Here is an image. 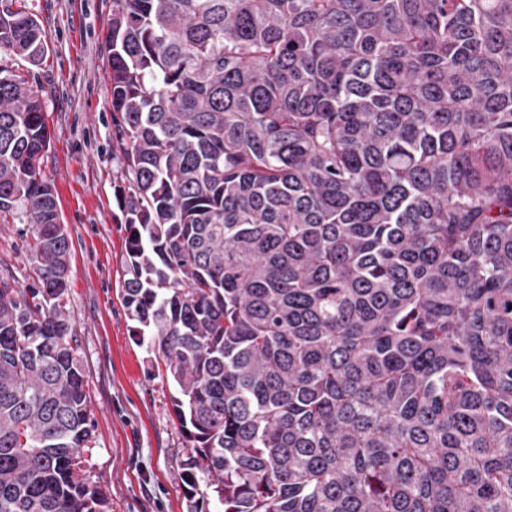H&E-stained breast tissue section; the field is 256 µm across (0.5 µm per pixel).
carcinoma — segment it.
<instances>
[{
    "label": "carcinoma",
    "instance_id": "obj_1",
    "mask_svg": "<svg viewBox=\"0 0 512 512\" xmlns=\"http://www.w3.org/2000/svg\"><path fill=\"white\" fill-rule=\"evenodd\" d=\"M123 303L224 512H512V0H112ZM49 47L0 0V52ZM44 103L0 65V512H108ZM26 225L0 224V270L4 277H13L16 288L29 284L32 275L27 245L32 237Z\"/></svg>",
    "mask_w": 512,
    "mask_h": 512
}]
</instances>
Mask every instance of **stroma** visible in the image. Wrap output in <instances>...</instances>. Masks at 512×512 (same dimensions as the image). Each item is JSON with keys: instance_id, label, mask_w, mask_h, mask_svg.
I'll return each instance as SVG.
<instances>
[{"instance_id": "stroma-1", "label": "stroma", "mask_w": 512, "mask_h": 512, "mask_svg": "<svg viewBox=\"0 0 512 512\" xmlns=\"http://www.w3.org/2000/svg\"><path fill=\"white\" fill-rule=\"evenodd\" d=\"M28 3L49 52L19 67L46 107L40 175L71 240L64 301L93 419L82 474L109 512H188L180 474L191 448L173 411L175 389L153 368L122 304L127 232L105 43L112 0ZM31 241L25 225L0 224V274L18 288L30 282Z\"/></svg>"}]
</instances>
